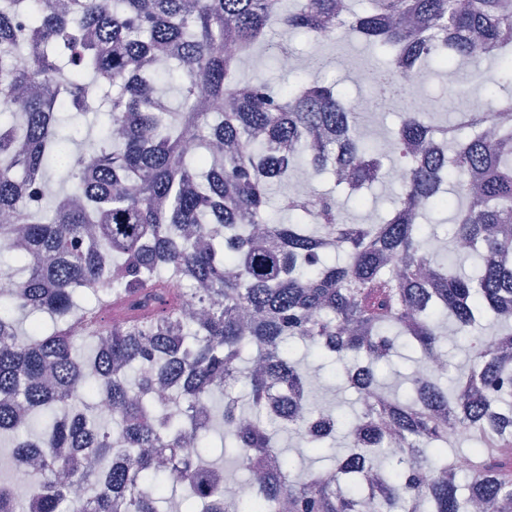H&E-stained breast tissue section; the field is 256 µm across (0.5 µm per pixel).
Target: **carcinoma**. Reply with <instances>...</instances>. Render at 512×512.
Here are the masks:
<instances>
[{
  "label": "carcinoma",
  "mask_w": 512,
  "mask_h": 512,
  "mask_svg": "<svg viewBox=\"0 0 512 512\" xmlns=\"http://www.w3.org/2000/svg\"><path fill=\"white\" fill-rule=\"evenodd\" d=\"M0 0V436L13 465L32 461L33 498L0 481V512H171L174 486L202 512H250L224 494L225 467L204 458L203 440L224 425L235 467L260 475L267 512H512V458L468 448L479 465L448 471V420L484 433V393H512L497 364L512 350V131L492 136L501 112H471L467 140L448 139V167L427 158V137L448 134L412 110L400 59L448 63L493 54L512 28V0ZM29 27H17L18 14ZM330 38L341 30L386 55L371 69L374 106L403 105L392 136L403 167L389 217L349 224L328 192L289 189L279 208L294 224L265 220L270 186L294 182L297 160L334 177L350 195L380 182L385 157L368 145L362 115L335 84L304 79L277 92L239 74L242 52L280 53L273 26ZM23 54L24 68L7 59ZM155 61L152 71L141 61ZM175 71L182 105L171 110L159 76ZM108 112L98 151L80 157L60 135L63 112ZM76 155L73 186L51 197L44 183ZM461 179L449 196L444 170ZM453 210V244L479 261L468 278L430 255L419 220ZM189 277L180 294L172 276ZM94 296L91 307L76 296ZM471 335L473 367L448 388L415 370L399 396L375 377L401 339L421 360L443 357L437 314ZM487 313L493 340L474 335ZM364 364L347 380L360 411L343 420L317 408L318 388L293 357ZM241 381L247 397L229 394ZM292 401L280 413L266 396ZM225 396L224 410L213 397ZM112 413L99 414L100 398ZM44 430L30 434L35 415ZM322 423L306 429V415ZM350 448L325 456L340 428ZM294 431L328 465L292 471L279 435ZM401 438L406 456L386 469L382 445Z\"/></svg>",
  "instance_id": "cac0c4a2"
}]
</instances>
